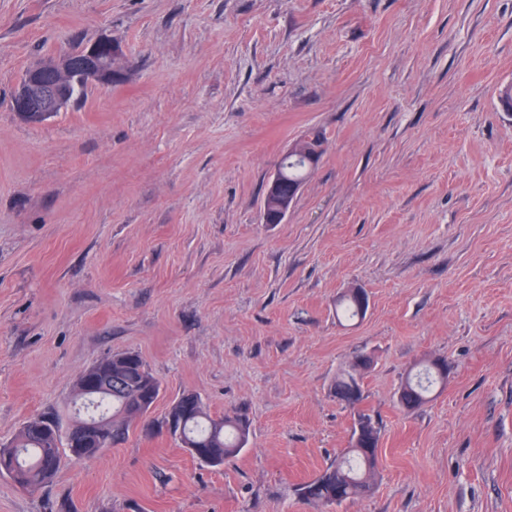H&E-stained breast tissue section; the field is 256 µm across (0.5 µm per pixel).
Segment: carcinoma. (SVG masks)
<instances>
[{"mask_svg": "<svg viewBox=\"0 0 512 512\" xmlns=\"http://www.w3.org/2000/svg\"><path fill=\"white\" fill-rule=\"evenodd\" d=\"M285 188L304 182L308 166L288 158ZM337 315L351 320L363 316L357 295L346 293L336 303ZM361 356L336 376V396L344 397L360 391ZM99 383L112 380V393H98L83 408L84 417L62 427L60 418L41 415L27 420L16 436L0 446V475L11 478L21 488L35 492L48 484L56 474L64 454L74 456V449L89 448L102 452L126 438L137 420L136 413L149 411L160 394V384L149 372L142 358L133 352H120L85 370L77 379L80 387L85 379ZM444 378L425 365L416 373L407 374L401 386L399 403L412 409L426 403ZM168 416L182 423L174 431L183 444L201 449L200 463L218 468L224 461L240 453L248 443V428L240 418L211 417L200 398L184 394L175 402ZM367 425L361 446L348 449L340 460L301 488V495L310 501L340 505L346 500L369 496L376 481L380 433L371 418L361 415Z\"/></svg>", "mask_w": 512, "mask_h": 512, "instance_id": "carcinoma-1", "label": "carcinoma"}]
</instances>
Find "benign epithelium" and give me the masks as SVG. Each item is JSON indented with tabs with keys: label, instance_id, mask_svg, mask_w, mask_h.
Returning <instances> with one entry per match:
<instances>
[{
	"label": "benign epithelium",
	"instance_id": "1",
	"mask_svg": "<svg viewBox=\"0 0 512 512\" xmlns=\"http://www.w3.org/2000/svg\"><path fill=\"white\" fill-rule=\"evenodd\" d=\"M118 58V48L108 39H99L75 52L48 58L24 72L12 100L13 110L24 118L36 114L46 119L71 104V90L64 75L78 73L89 83L109 87ZM284 182L285 174L279 167L265 188L261 211V220L265 224L282 223L301 188L295 184L288 194L283 195L281 186Z\"/></svg>",
	"mask_w": 512,
	"mask_h": 512
}]
</instances>
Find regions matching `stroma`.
<instances>
[{
  "instance_id": "1",
  "label": "stroma",
  "mask_w": 512,
  "mask_h": 512,
  "mask_svg": "<svg viewBox=\"0 0 512 512\" xmlns=\"http://www.w3.org/2000/svg\"><path fill=\"white\" fill-rule=\"evenodd\" d=\"M107 38L111 86L35 124L33 63ZM512 0H0V442L72 417L140 355L161 385L121 444L0 512H512ZM321 157L279 224L282 155ZM361 290L363 318L336 300ZM370 359L362 400L337 373ZM449 365L433 401L407 372ZM194 393L249 443L219 468L165 428ZM380 429L377 488H299ZM446 374L441 377L430 365L423 366L415 374L410 371L401 386L399 403L408 409L426 403L434 389L443 383Z\"/></svg>"
}]
</instances>
